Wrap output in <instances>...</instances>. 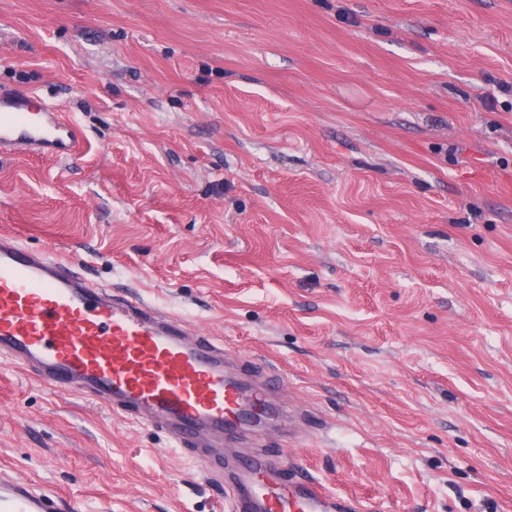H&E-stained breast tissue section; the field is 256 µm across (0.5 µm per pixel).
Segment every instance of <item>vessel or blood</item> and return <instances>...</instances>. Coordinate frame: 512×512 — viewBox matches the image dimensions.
Wrapping results in <instances>:
<instances>
[{
	"label": "vessel or blood",
	"instance_id": "obj_1",
	"mask_svg": "<svg viewBox=\"0 0 512 512\" xmlns=\"http://www.w3.org/2000/svg\"><path fill=\"white\" fill-rule=\"evenodd\" d=\"M78 126L52 107L0 90V155H75ZM0 360L62 393L134 412L179 447L197 446L206 468L226 469L233 512H362L359 501L327 491L310 476L285 477L259 454L225 460L224 444L279 406L265 382L228 374L223 347L193 336L179 317L143 298L119 299L72 262L0 235ZM0 512H81L75 500L0 471Z\"/></svg>",
	"mask_w": 512,
	"mask_h": 512
}]
</instances>
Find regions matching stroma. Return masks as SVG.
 <instances>
[{"mask_svg":"<svg viewBox=\"0 0 512 512\" xmlns=\"http://www.w3.org/2000/svg\"><path fill=\"white\" fill-rule=\"evenodd\" d=\"M0 233L223 340L245 435L364 512H512V0H0ZM82 512H232L192 450L0 361V469ZM33 98L0 90V155L23 150L59 158L75 155L81 143L78 126L53 107L34 112Z\"/></svg>","mask_w":512,"mask_h":512,"instance_id":"1","label":"stroma"}]
</instances>
